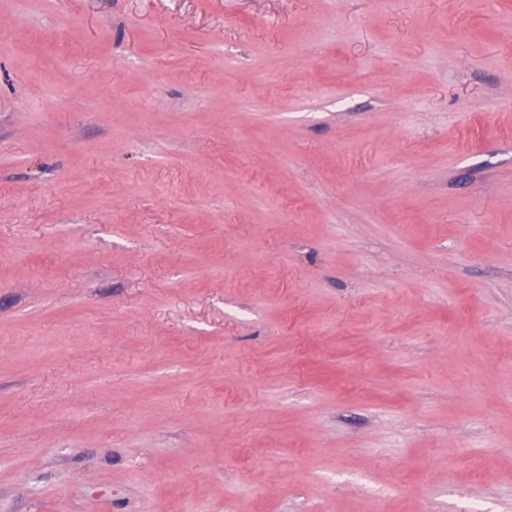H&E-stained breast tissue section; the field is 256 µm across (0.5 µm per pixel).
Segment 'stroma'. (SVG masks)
I'll list each match as a JSON object with an SVG mask.
<instances>
[{"label":"stroma","instance_id":"35a3bbf8","mask_svg":"<svg viewBox=\"0 0 512 512\" xmlns=\"http://www.w3.org/2000/svg\"><path fill=\"white\" fill-rule=\"evenodd\" d=\"M512 512V0H0V512Z\"/></svg>","mask_w":512,"mask_h":512}]
</instances>
